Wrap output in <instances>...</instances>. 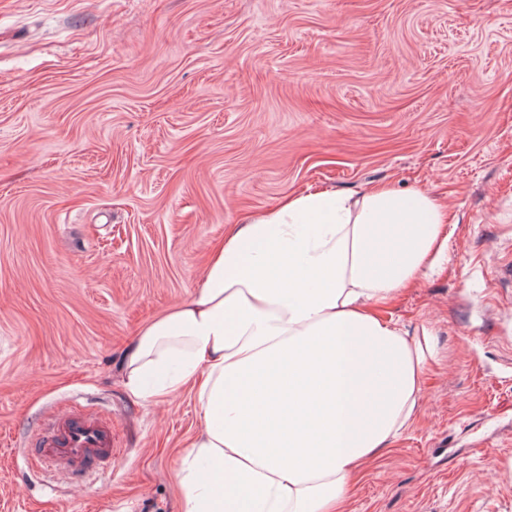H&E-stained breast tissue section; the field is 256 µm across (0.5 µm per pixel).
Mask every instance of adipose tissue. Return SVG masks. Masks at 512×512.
<instances>
[{"label": "adipose tissue", "mask_w": 512, "mask_h": 512, "mask_svg": "<svg viewBox=\"0 0 512 512\" xmlns=\"http://www.w3.org/2000/svg\"><path fill=\"white\" fill-rule=\"evenodd\" d=\"M427 190L310 188L234 225L192 297L127 350V391L194 386L201 427L178 479L184 512H346L354 478L412 424L438 357L378 305L444 257Z\"/></svg>", "instance_id": "adipose-tissue-1"}]
</instances>
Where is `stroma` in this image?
Segmentation results:
<instances>
[{
  "label": "stroma",
  "instance_id": "stroma-1",
  "mask_svg": "<svg viewBox=\"0 0 512 512\" xmlns=\"http://www.w3.org/2000/svg\"><path fill=\"white\" fill-rule=\"evenodd\" d=\"M384 183L448 209L379 308L441 361L347 512H512V0H0V512H184L196 396L133 398L127 348L230 225ZM74 405L111 475L34 461Z\"/></svg>",
  "mask_w": 512,
  "mask_h": 512
}]
</instances>
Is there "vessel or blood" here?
I'll return each instance as SVG.
<instances>
[{
	"instance_id": "1",
	"label": "vessel or blood",
	"mask_w": 512,
	"mask_h": 512,
	"mask_svg": "<svg viewBox=\"0 0 512 512\" xmlns=\"http://www.w3.org/2000/svg\"><path fill=\"white\" fill-rule=\"evenodd\" d=\"M38 456L76 470L109 467L112 463V424L94 413L71 408L51 423Z\"/></svg>"
}]
</instances>
